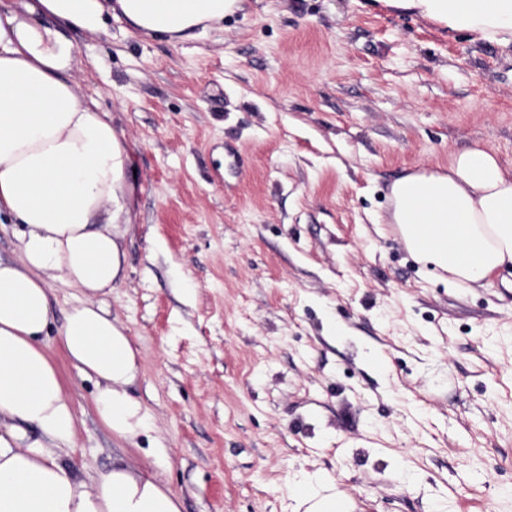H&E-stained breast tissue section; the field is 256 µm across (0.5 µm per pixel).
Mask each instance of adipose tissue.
<instances>
[{
  "label": "adipose tissue",
  "mask_w": 512,
  "mask_h": 512,
  "mask_svg": "<svg viewBox=\"0 0 512 512\" xmlns=\"http://www.w3.org/2000/svg\"><path fill=\"white\" fill-rule=\"evenodd\" d=\"M388 9L512 49V0H377ZM244 0H7L0 5V213L23 224L18 258L0 261V512H182L147 470L115 466L87 479L66 461L76 417L42 343L54 322L53 280L79 288L60 342L79 375L97 382L96 409L133 442L146 414L129 391L139 373L126 328L107 302L124 254L130 148L124 130L78 89L70 32L173 42L223 30ZM389 223L452 288L484 285L512 267V166L480 146L451 152L447 171L391 187Z\"/></svg>",
  "instance_id": "obj_1"
}]
</instances>
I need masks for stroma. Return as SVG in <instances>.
Wrapping results in <instances>:
<instances>
[{
  "mask_svg": "<svg viewBox=\"0 0 512 512\" xmlns=\"http://www.w3.org/2000/svg\"><path fill=\"white\" fill-rule=\"evenodd\" d=\"M129 141L111 310L148 425L114 436L57 336L85 477L145 468L183 512H512V288H450L386 218L475 144L512 165V53L369 0H245L180 43L73 33ZM302 494L304 504L309 503L306 512H342L343 505L336 502L334 496H319L318 492H311L310 490L303 488L300 491Z\"/></svg>",
  "mask_w": 512,
  "mask_h": 512,
  "instance_id": "35a3bbf8",
  "label": "stroma"
}]
</instances>
